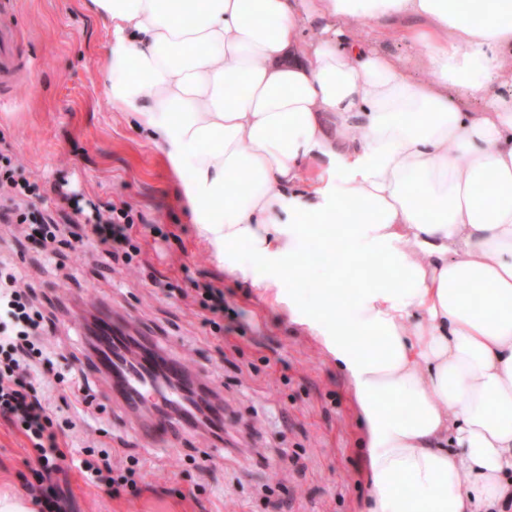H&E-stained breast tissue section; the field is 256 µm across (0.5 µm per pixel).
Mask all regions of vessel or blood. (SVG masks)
Wrapping results in <instances>:
<instances>
[{
    "label": "vessel or blood",
    "mask_w": 512,
    "mask_h": 512,
    "mask_svg": "<svg viewBox=\"0 0 512 512\" xmlns=\"http://www.w3.org/2000/svg\"><path fill=\"white\" fill-rule=\"evenodd\" d=\"M17 12V0H0V105L11 101L15 87L30 80L36 69L34 59L19 55ZM181 371L180 365L149 351L134 364L124 366L120 381L109 382L107 391L135 402L153 395L165 399L164 414L150 425L151 434L157 435L167 430L177 416L182 395L166 380L179 376Z\"/></svg>",
    "instance_id": "obj_1"
}]
</instances>
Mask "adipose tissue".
Returning a JSON list of instances; mask_svg holds the SVG:
<instances>
[{
	"label": "adipose tissue",
	"mask_w": 512,
	"mask_h": 512,
	"mask_svg": "<svg viewBox=\"0 0 512 512\" xmlns=\"http://www.w3.org/2000/svg\"><path fill=\"white\" fill-rule=\"evenodd\" d=\"M83 4L107 24L113 105L190 170L194 220L226 269L264 268L278 302L317 263L309 236L334 258L317 306L288 314L346 381L370 512H506L512 97L497 88L512 0ZM371 24L417 44L416 64L381 52Z\"/></svg>",
	"instance_id": "adipose-tissue-1"
}]
</instances>
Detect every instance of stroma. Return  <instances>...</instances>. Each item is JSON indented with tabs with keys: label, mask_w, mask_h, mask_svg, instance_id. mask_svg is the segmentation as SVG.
Listing matches in <instances>:
<instances>
[{
	"label": "stroma",
	"mask_w": 512,
	"mask_h": 512,
	"mask_svg": "<svg viewBox=\"0 0 512 512\" xmlns=\"http://www.w3.org/2000/svg\"><path fill=\"white\" fill-rule=\"evenodd\" d=\"M22 48L35 58L30 84L0 109V150L16 155L41 189L75 192L97 206L125 200L158 225L139 244L146 269H116L86 246L61 247L45 262L38 242L0 225V260L15 265L39 294L53 300L56 325L43 337L51 363L43 392L55 426L70 425L75 445L114 448L144 466L145 478L111 495L70 469L63 489L75 512H366L370 489L345 384L315 342L288 316L287 303L267 301L254 279L231 275L199 235L177 173L135 121L112 105L102 66L108 33L82 0H19ZM219 280L224 316L240 328L217 338L190 297L197 284ZM121 312L192 375L212 380L224 398L222 438L189 427L171 444L147 445L131 428L155 415L107 400L106 379L83 356L82 323L92 306ZM72 376L88 396L68 408L57 374ZM288 469L279 471V452ZM27 439L0 424V502L22 499L34 475Z\"/></svg>",
	"instance_id": "obj_1"
}]
</instances>
